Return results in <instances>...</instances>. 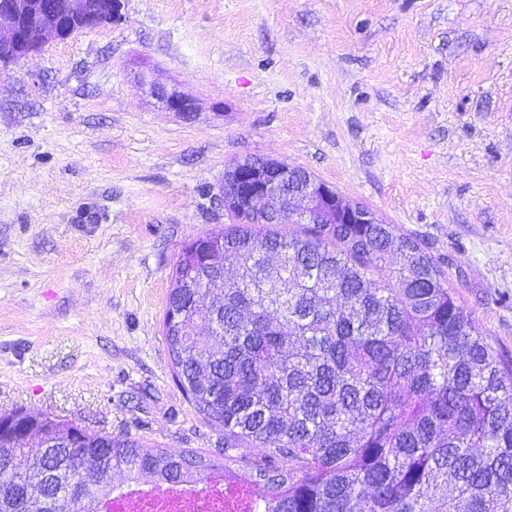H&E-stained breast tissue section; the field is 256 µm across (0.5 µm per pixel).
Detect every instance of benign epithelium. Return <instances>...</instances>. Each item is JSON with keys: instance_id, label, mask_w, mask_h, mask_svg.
Segmentation results:
<instances>
[{"instance_id": "obj_1", "label": "benign epithelium", "mask_w": 512, "mask_h": 512, "mask_svg": "<svg viewBox=\"0 0 512 512\" xmlns=\"http://www.w3.org/2000/svg\"><path fill=\"white\" fill-rule=\"evenodd\" d=\"M64 8L45 0H0V66L17 64L42 51L49 38L63 40L89 25L112 24L121 19V0H100L95 14L88 12L86 0H62ZM153 95L171 112L188 114L192 102L162 86L151 85ZM288 167L270 159L264 166L252 164L248 157L239 165L228 191L245 198L249 210L264 224L278 208L288 209V223L311 224L318 210L336 215L343 224H376V213L368 206L353 203L329 184L313 178L303 193L280 195L273 191Z\"/></svg>"}]
</instances>
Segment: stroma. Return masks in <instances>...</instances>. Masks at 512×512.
Returning a JSON list of instances; mask_svg holds the SVG:
<instances>
[{
  "label": "stroma",
  "instance_id": "stroma-1",
  "mask_svg": "<svg viewBox=\"0 0 512 512\" xmlns=\"http://www.w3.org/2000/svg\"><path fill=\"white\" fill-rule=\"evenodd\" d=\"M121 13L0 67V412L247 476L264 449L225 451L162 333L178 253L227 224L214 196L245 155L304 168L419 240L512 365V0H122ZM150 87L153 95L162 102L170 112H180L185 114L191 113L193 104L189 99L177 94L176 92H168L162 86L150 84Z\"/></svg>",
  "mask_w": 512,
  "mask_h": 512
}]
</instances>
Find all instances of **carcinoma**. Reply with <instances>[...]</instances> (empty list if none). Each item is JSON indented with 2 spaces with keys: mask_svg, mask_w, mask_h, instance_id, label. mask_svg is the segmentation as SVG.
Masks as SVG:
<instances>
[{
  "mask_svg": "<svg viewBox=\"0 0 512 512\" xmlns=\"http://www.w3.org/2000/svg\"><path fill=\"white\" fill-rule=\"evenodd\" d=\"M228 217L196 242L223 238L236 274L216 292L206 253L176 263L163 335L224 450H266L250 465V512H512V367L426 248L390 224L290 233L286 210L268 224ZM44 420L28 443L0 441V512L42 497L51 512H109L146 483L224 477L196 451Z\"/></svg>",
  "mask_w": 512,
  "mask_h": 512,
  "instance_id": "carcinoma-1",
  "label": "carcinoma"
}]
</instances>
